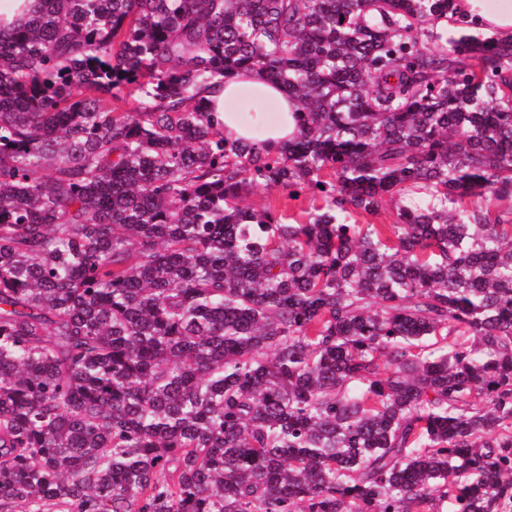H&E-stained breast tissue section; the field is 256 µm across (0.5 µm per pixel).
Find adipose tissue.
I'll use <instances>...</instances> for the list:
<instances>
[{"instance_id": "ef3b65f1", "label": "adipose tissue", "mask_w": 512, "mask_h": 512, "mask_svg": "<svg viewBox=\"0 0 512 512\" xmlns=\"http://www.w3.org/2000/svg\"><path fill=\"white\" fill-rule=\"evenodd\" d=\"M452 15L467 27L481 29L498 39L512 41V0H452ZM258 94L277 102L280 112L276 121L268 128V137L277 141L287 140L296 130L291 115L294 108L282 88L271 84L264 73L257 70L238 72L225 82L223 88L207 90L204 94L207 106L224 124V135L231 139L251 137L248 125L242 124L227 105L242 92Z\"/></svg>"}]
</instances>
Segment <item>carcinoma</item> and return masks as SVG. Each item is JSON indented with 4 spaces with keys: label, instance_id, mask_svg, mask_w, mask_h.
Masks as SVG:
<instances>
[{
    "label": "carcinoma",
    "instance_id": "1",
    "mask_svg": "<svg viewBox=\"0 0 512 512\" xmlns=\"http://www.w3.org/2000/svg\"><path fill=\"white\" fill-rule=\"evenodd\" d=\"M448 14L0 27V512H512V41ZM251 69L298 104L281 146L204 103ZM257 187L321 205L287 224Z\"/></svg>",
    "mask_w": 512,
    "mask_h": 512
}]
</instances>
